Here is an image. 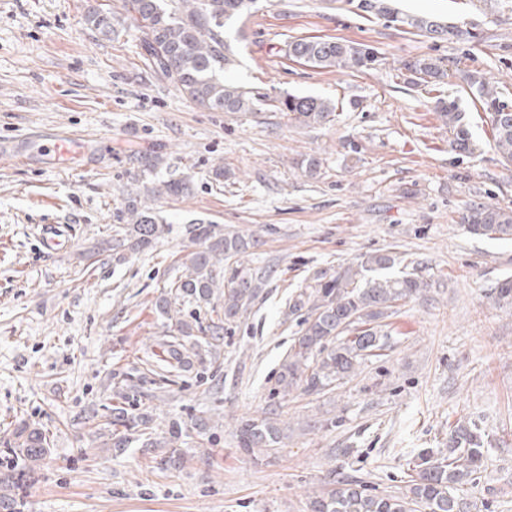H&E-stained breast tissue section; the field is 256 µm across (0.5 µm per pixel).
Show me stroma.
<instances>
[{
	"label": "stroma",
	"mask_w": 512,
	"mask_h": 512,
	"mask_svg": "<svg viewBox=\"0 0 512 512\" xmlns=\"http://www.w3.org/2000/svg\"><path fill=\"white\" fill-rule=\"evenodd\" d=\"M122 0H0V452L19 422L50 439L43 466L18 490L22 512H308L328 482L402 491L420 451L443 450L460 420L487 436L484 465L464 496L470 512H512V313L490 293L512 276V243L465 233L476 204L512 209V162L464 79L478 70L512 103V0H386L404 14L471 29L450 43L357 10L353 0H257L224 29L235 62L225 80L277 96L332 99L333 121L302 126L283 112H212L157 79L138 34L90 28V9ZM368 45V71L313 68L290 41ZM443 60V86H408L403 63ZM457 101L471 152L456 150L438 99ZM72 133L99 145L61 165L18 161L32 134ZM317 177L299 167L308 156ZM227 178H215V169ZM182 180L183 194L162 193ZM145 199L170 232L116 259L103 248ZM255 235L243 260L263 270L258 299L225 325L217 353L201 352L173 382L145 363L173 332L155 308L184 272L191 220ZM69 231L46 250L42 226ZM392 253L426 291L387 320L389 349L335 391L274 396L300 319L290 299L320 273ZM136 384L155 429L180 420V467L164 448H106L91 416L118 382ZM278 413L282 448L251 456L232 419Z\"/></svg>",
	"instance_id": "obj_1"
}]
</instances>
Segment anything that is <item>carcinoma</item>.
I'll return each mask as SVG.
<instances>
[{
  "mask_svg": "<svg viewBox=\"0 0 512 512\" xmlns=\"http://www.w3.org/2000/svg\"><path fill=\"white\" fill-rule=\"evenodd\" d=\"M254 0H124L126 18L134 24L147 53L152 70L172 82L179 92L196 105L220 112H260L269 106L286 112L296 122L311 126L326 123L336 112L327 98L286 94L271 98L265 93L224 81V70L233 63L224 42V27L252 10ZM391 21L419 28L450 40L469 41L473 33L461 27H445L434 21L387 13ZM87 25L100 34L116 31L115 15L94 9L85 17ZM288 56L316 68L371 70L380 59L374 49L357 43L324 38H297L288 44ZM406 82L437 86L445 83L448 72L443 61L430 56L413 58L403 65ZM470 88L484 111L491 116L493 144L507 161H512V105L499 96L497 88L481 74L467 75ZM440 117L453 135L455 148L470 149L471 134L458 105L438 100ZM466 233L489 240H512V211L491 204L474 206L465 217ZM167 231V221L148 205L132 200L127 207V223L116 227L113 249L144 252ZM193 249L186 256L187 274L172 282L155 302L164 315L177 302L217 307L223 299V316L204 325L196 321H176L178 335L161 345L151 373L177 377L184 370L188 355L207 346L217 349L224 341V324L236 321L248 301L256 295V282L262 279L239 265L255 241L244 234H224L213 224L194 223L190 230ZM232 262L229 277H223L224 264ZM396 265L390 253L367 257L357 266H347L332 275L320 274L296 293L288 310L295 315L306 312L300 335L288 349L276 375L275 394L287 397L294 389L308 392L330 390L357 374L363 362L382 356L388 333L382 320L393 313L398 302L416 297L428 283L412 273L401 276L379 275L368 278V271L388 270ZM501 308H512V279H504L491 295ZM132 388L124 386L118 402L106 407L102 435L110 448H128L141 443L143 448L170 449L167 462H182L179 421L167 423L164 436L150 432L153 415L133 413L126 404ZM274 412L243 417L234 425L238 447L251 455L260 454L281 443V431ZM14 447L5 453L3 463L9 474L0 478V506L11 491L10 481L39 465L47 456V433L27 424L15 431ZM484 439L474 423L459 422L450 432L448 453L425 451L405 491L397 495L368 493L361 483L342 480L333 488L309 497L311 512H464L462 499L455 491L474 480L483 465Z\"/></svg>",
  "mask_w": 512,
  "mask_h": 512,
  "instance_id": "1",
  "label": "carcinoma"
}]
</instances>
